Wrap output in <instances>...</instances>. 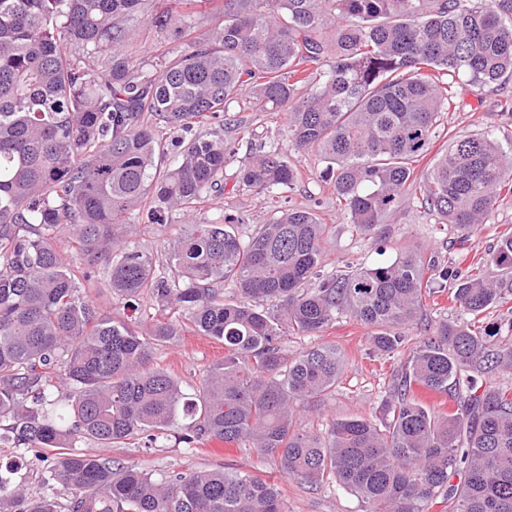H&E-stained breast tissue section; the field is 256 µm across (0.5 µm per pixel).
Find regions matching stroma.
Returning <instances> with one entry per match:
<instances>
[{
  "label": "stroma",
  "instance_id": "35a3bbf8",
  "mask_svg": "<svg viewBox=\"0 0 512 512\" xmlns=\"http://www.w3.org/2000/svg\"><path fill=\"white\" fill-rule=\"evenodd\" d=\"M457 92V102L442 114L438 135L426 157L418 163V172L432 167L447 149L451 136L489 130L500 141L512 140V78L489 88L471 83L463 76L457 82ZM231 112L253 129L260 139L287 143L285 113L265 112L245 102L233 106ZM290 161L296 167L299 179L294 190L287 195V206L314 209L320 221L331 227L324 244L325 270H334L343 260L356 267H365L412 253L454 272H463L475 265L482 267L487 276L496 275L497 270L489 258L501 233L512 228L511 176L506 177L497 204L486 223L475 226L467 236H460L452 225L437 223L435 217L424 211L419 200L410 195L389 216L384 233L369 237L357 233L347 223L324 173V164L315 154H294ZM237 168V162L227 164L223 195L208 199L197 213L196 222H217L224 215L232 214L241 218L239 230L246 235L271 218V207L264 194L236 190ZM453 287L450 281L428 280L423 324L459 318V309L451 300ZM321 344L336 346L344 357L345 367L333 397L318 407L300 403L299 421L304 429L320 433L333 418H372L378 415L381 400L400 372L406 353L391 356L373 353L367 328L346 315L339 317L320 335H288L282 340L283 348L291 355ZM223 356L221 345L186 333L176 343L159 347L155 352L154 365L176 378L183 390L189 392L199 384L205 369ZM86 450L137 465L157 475L188 469L247 472L277 483L288 512H362V503L354 494L335 485L312 487L285 477L272 460L258 456L254 450L228 446L218 440L193 449L169 440L159 448H142L135 444L106 448L90 444Z\"/></svg>",
  "mask_w": 512,
  "mask_h": 512
}]
</instances>
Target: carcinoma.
<instances>
[{"label":"carcinoma","mask_w":512,"mask_h":512,"mask_svg":"<svg viewBox=\"0 0 512 512\" xmlns=\"http://www.w3.org/2000/svg\"><path fill=\"white\" fill-rule=\"evenodd\" d=\"M203 6L218 24L191 39ZM141 25L176 43L158 70L125 51ZM461 76L512 77V0H0V440L38 461L52 451L55 489L26 494L18 466L1 461L0 512H288L278 485L249 473L156 477L77 449L155 448L175 428L186 448L248 446L290 478L334 483L364 512L437 500L512 512V395L487 380L512 368V345L493 331L430 326L376 421L333 419L316 434L297 420V402L333 395L343 360L331 345L290 355L283 337L348 314L372 330L373 351L393 355L421 319L425 275L448 270L404 255L327 272L329 225L300 208L246 237L229 214L190 224L160 267L127 234L224 194L238 153L224 139L229 106L245 91L288 114V147L246 140L239 190L281 204L297 180L287 151H314L360 234H378L412 185L465 232L492 213L512 142L457 135L416 173ZM491 263L494 280L455 274L468 317L512 299V231ZM100 286L125 305L147 297L162 317L147 329L116 320L88 300ZM188 331L224 344L191 393L153 364ZM417 390L449 393L456 408H430Z\"/></svg>","instance_id":"obj_1"}]
</instances>
